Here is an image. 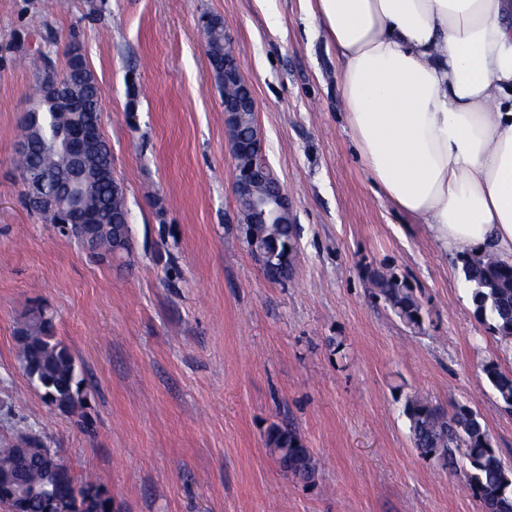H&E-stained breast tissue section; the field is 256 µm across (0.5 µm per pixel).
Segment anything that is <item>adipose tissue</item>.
<instances>
[{
  "instance_id": "1",
  "label": "adipose tissue",
  "mask_w": 512,
  "mask_h": 512,
  "mask_svg": "<svg viewBox=\"0 0 512 512\" xmlns=\"http://www.w3.org/2000/svg\"><path fill=\"white\" fill-rule=\"evenodd\" d=\"M373 184L449 254L512 265V0H306Z\"/></svg>"
}]
</instances>
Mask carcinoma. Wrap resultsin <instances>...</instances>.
I'll list each match as a JSON object with an SVG mask.
<instances>
[{"label": "carcinoma", "mask_w": 512, "mask_h": 512, "mask_svg": "<svg viewBox=\"0 0 512 512\" xmlns=\"http://www.w3.org/2000/svg\"><path fill=\"white\" fill-rule=\"evenodd\" d=\"M224 25L211 18L206 26L207 56L214 77L224 72ZM67 80L74 82L69 110L51 112L33 123L29 114L21 121V137L29 141L27 153L17 157L19 169H31L45 178L50 196L36 213L47 224H55L64 213L66 204L56 197V186L67 171V161L55 147L57 129L76 120L86 126L102 123L104 110L98 82L89 72L79 48L72 49L67 68ZM92 174L83 190L84 215L97 228L96 243L102 248L112 245V230L123 227L130 232L129 212L124 189L112 178V151L96 153L88 158ZM244 235L264 244L274 254V261L263 266L267 278L280 282L292 274V253L297 242L293 224H243ZM465 280L471 285V301L478 319L488 324L501 340H512V266L492 258H477L470 253L458 254ZM376 286L394 314L409 326L421 323V304L412 288L394 275L375 274ZM19 361L29 381L43 390L59 409H71L82 399L84 378L70 350L55 340L52 321L43 314H35L20 329ZM486 379L504 407L512 409V372L501 370L497 364L484 365ZM410 439L424 457H434L444 466L454 468L458 460L465 461L466 478L472 492L481 499L488 512H512V482L506 477L509 463L495 449L493 437L482 423L480 415L467 406L453 407L452 413L433 406L428 398L408 395L403 405ZM267 443L271 447L288 449V456L305 463L310 453L303 445L296 429L290 425L270 427ZM18 472L22 480L37 488L28 500L26 512H45L47 499L57 491L51 478L45 474L44 461L31 458L18 463L13 446L0 443V473ZM94 485L88 480L81 486L72 482L67 491L72 500V512H82L86 489Z\"/></svg>", "instance_id": "carcinoma-1"}]
</instances>
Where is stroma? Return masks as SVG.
<instances>
[{
  "label": "stroma",
  "mask_w": 512,
  "mask_h": 512,
  "mask_svg": "<svg viewBox=\"0 0 512 512\" xmlns=\"http://www.w3.org/2000/svg\"><path fill=\"white\" fill-rule=\"evenodd\" d=\"M0 0V439L24 422L93 476L112 512H484L463 471L421 456L405 396L477 410L512 462V411L484 363L512 342L475 315L461 264L380 194L340 106L336 62L304 0ZM214 14L254 90L268 165L298 226L270 281L243 240L221 92L199 29ZM104 98L133 252L111 263L28 211L19 124L71 35ZM408 282L410 327L375 271ZM80 365L82 405L50 408L18 360L32 313ZM290 423L316 466L287 476L267 433Z\"/></svg>",
  "instance_id": "35a3bbf8"
}]
</instances>
